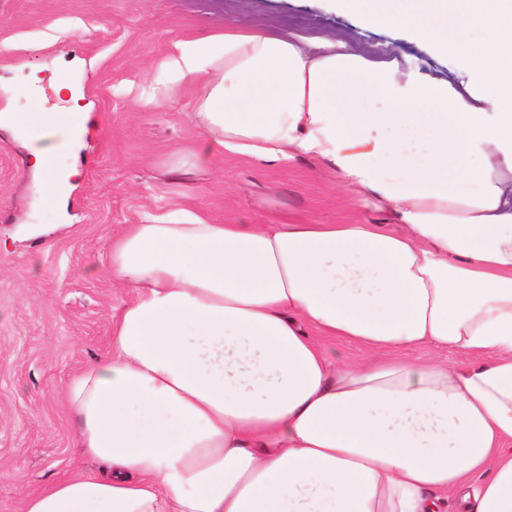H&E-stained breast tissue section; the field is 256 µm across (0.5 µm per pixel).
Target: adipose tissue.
I'll use <instances>...</instances> for the list:
<instances>
[{"mask_svg":"<svg viewBox=\"0 0 512 512\" xmlns=\"http://www.w3.org/2000/svg\"><path fill=\"white\" fill-rule=\"evenodd\" d=\"M327 2L456 79L228 24L178 42L158 80L201 85L194 165L307 158L389 223L127 225L110 273L132 295L66 386L99 469L23 512H512V0ZM54 88L63 110L0 120L29 166L55 159L58 207L97 121L67 69ZM321 336L368 356L333 363Z\"/></svg>","mask_w":512,"mask_h":512,"instance_id":"ef3b65f1","label":"adipose tissue"}]
</instances>
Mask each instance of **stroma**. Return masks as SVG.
<instances>
[{"instance_id": "35a3bbf8", "label": "stroma", "mask_w": 512, "mask_h": 512, "mask_svg": "<svg viewBox=\"0 0 512 512\" xmlns=\"http://www.w3.org/2000/svg\"><path fill=\"white\" fill-rule=\"evenodd\" d=\"M343 37L363 53L419 58L430 74L451 67L400 30H368L324 0H0V113L51 110L53 77L73 67L81 102L97 118L71 180L68 225L24 238L25 224H57L22 137L0 125V512L80 470L77 419L63 389L108 350L130 289L112 280V242L126 225L199 213L221 224H344L351 211L321 165L269 166L240 158L185 164L202 140L191 112L198 87L159 90L134 104L177 42L225 25ZM35 85L32 95L21 88Z\"/></svg>"}]
</instances>
